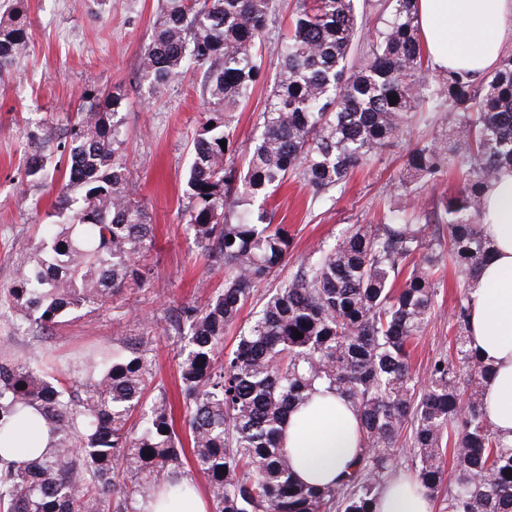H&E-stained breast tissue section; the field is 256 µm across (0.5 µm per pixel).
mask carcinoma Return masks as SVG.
<instances>
[{
    "label": "carcinoma",
    "instance_id": "cac0c4a2",
    "mask_svg": "<svg viewBox=\"0 0 512 512\" xmlns=\"http://www.w3.org/2000/svg\"><path fill=\"white\" fill-rule=\"evenodd\" d=\"M356 2L296 0L261 131L240 165L235 112L261 77L277 0H161L141 55L151 95L193 66L203 70L208 102L182 217L203 254L224 267V286L203 306L176 308L163 325L179 344L192 466L212 512H375L407 447L428 496L448 485L443 512H512V441L490 422L483 396L492 369L469 347V287L490 259L479 230L484 191L512 167V53L481 78L450 70L431 79L417 0H368L371 32ZM23 5L15 0L0 15V72L26 51ZM83 99L58 163L43 151L27 163L28 181H43L60 163L64 182L43 240L0 291V309L41 329L93 312L150 276L141 256L153 224L126 164L124 96ZM426 107L445 110L446 126L408 151L394 190L461 169L463 186L441 202L440 223H413L392 203L382 223L351 225L318 245L224 351L253 288L277 272L293 243L259 199L292 177L316 196L342 187ZM445 263L462 281L452 352L433 359L422 379L411 348L435 311ZM153 351L143 340L127 353L86 358L68 382L0 360V439L31 411L50 438L30 462L0 459V512H136L164 486L194 487L183 480L186 450ZM322 383L352 405L362 451L333 483L306 485L293 477L280 435L294 406Z\"/></svg>",
    "mask_w": 512,
    "mask_h": 512
}]
</instances>
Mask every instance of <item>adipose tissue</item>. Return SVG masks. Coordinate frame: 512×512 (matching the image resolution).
I'll use <instances>...</instances> for the list:
<instances>
[{
    "label": "adipose tissue",
    "instance_id": "obj_1",
    "mask_svg": "<svg viewBox=\"0 0 512 512\" xmlns=\"http://www.w3.org/2000/svg\"><path fill=\"white\" fill-rule=\"evenodd\" d=\"M422 39L432 66L442 72L491 71L512 37V0H417ZM481 233L493 258L471 293L470 346L493 369L484 406L498 433L512 439V169H502L485 191ZM282 443L295 476L331 483L360 452L355 412L335 390L319 387L290 414ZM376 512H433L420 487L399 476L379 494Z\"/></svg>",
    "mask_w": 512,
    "mask_h": 512
}]
</instances>
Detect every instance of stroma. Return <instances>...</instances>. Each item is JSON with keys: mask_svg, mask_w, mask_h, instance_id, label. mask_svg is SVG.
Listing matches in <instances>:
<instances>
[{"mask_svg": "<svg viewBox=\"0 0 512 512\" xmlns=\"http://www.w3.org/2000/svg\"><path fill=\"white\" fill-rule=\"evenodd\" d=\"M296 0H278L270 26L273 39L263 52V78L238 112L239 143L254 136L279 68L277 37L287 33ZM158 0H26L30 43L14 74L0 76V285L9 283L25 248L35 245L59 201L62 180L48 177L35 184L25 176L29 155L51 152L64 140V130L83 107L84 91H122L121 110L128 133L126 161L136 196L149 209L154 224L152 246L144 258L151 268L142 286H129L101 309L73 313L61 326L42 331L21 329L20 318L0 316V350L15 360L56 357L75 361L95 350H120L151 337L159 376L167 388L178 379L177 347L152 329L153 320L176 306L205 304L224 273L212 267L187 230L182 210L190 162V146L206 112L203 75L194 70L163 95L148 98L138 80L141 54L157 14ZM441 126L439 112L425 113L369 165L354 171L333 194L313 197L298 180L289 181L269 201L272 220L288 225L293 244L276 278L253 291L235 327L224 337L232 348L242 328L288 279L320 240H333L353 224H377L407 151L430 139ZM460 297L457 277L446 272L437 286L435 312L412 353V368L425 373L430 362L447 353L453 336L450 314Z\"/></svg>", "mask_w": 512, "mask_h": 512, "instance_id": "1", "label": "stroma"}]
</instances>
